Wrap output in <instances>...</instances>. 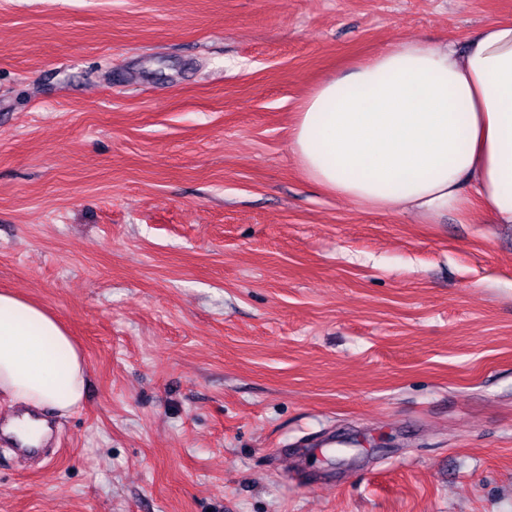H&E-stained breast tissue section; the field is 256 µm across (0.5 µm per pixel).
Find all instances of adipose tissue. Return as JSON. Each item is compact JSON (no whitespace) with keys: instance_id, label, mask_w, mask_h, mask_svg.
I'll return each instance as SVG.
<instances>
[{"instance_id":"adipose-tissue-1","label":"adipose tissue","mask_w":512,"mask_h":512,"mask_svg":"<svg viewBox=\"0 0 512 512\" xmlns=\"http://www.w3.org/2000/svg\"><path fill=\"white\" fill-rule=\"evenodd\" d=\"M290 147L326 192L367 208L426 218L476 203L512 224V19L483 25L462 52L405 40L323 81ZM85 379L59 319L0 292V401L69 414Z\"/></svg>"}]
</instances>
